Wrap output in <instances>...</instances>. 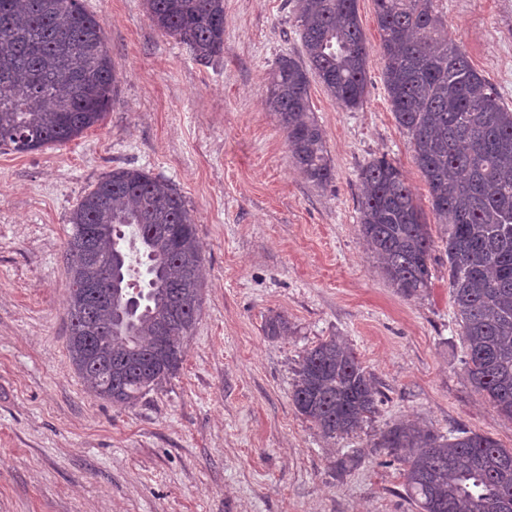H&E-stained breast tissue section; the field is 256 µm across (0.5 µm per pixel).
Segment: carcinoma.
Segmentation results:
<instances>
[{"instance_id": "obj_1", "label": "carcinoma", "mask_w": 512, "mask_h": 512, "mask_svg": "<svg viewBox=\"0 0 512 512\" xmlns=\"http://www.w3.org/2000/svg\"><path fill=\"white\" fill-rule=\"evenodd\" d=\"M358 0H296L306 60L279 59L267 103L296 167L322 186L333 179L324 131L311 112L315 77L345 109L362 105L367 45ZM384 84L410 136L436 223L445 225L452 297L472 387L512 419V110L448 38L435 0H374ZM152 23L210 64L224 52V0H145ZM116 83L102 23L81 0H0V147L30 153L65 144L100 123ZM360 233L405 297L431 286L433 240L400 169L384 157L361 167ZM69 351L97 395L133 403L179 370L184 337L201 310L202 247L191 209L168 184L116 167L74 208ZM94 259L82 256L83 231ZM122 273L148 269L129 303L112 292ZM98 284L96 294L77 285ZM269 337L288 332L266 319ZM353 349L331 336L299 356L292 401L327 438L349 434L381 401ZM377 446L400 465L416 512H512V448L473 431L449 435L399 424Z\"/></svg>"}]
</instances>
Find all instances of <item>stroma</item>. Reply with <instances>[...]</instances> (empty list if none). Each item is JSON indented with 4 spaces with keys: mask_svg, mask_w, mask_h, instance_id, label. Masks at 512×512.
<instances>
[{
    "mask_svg": "<svg viewBox=\"0 0 512 512\" xmlns=\"http://www.w3.org/2000/svg\"><path fill=\"white\" fill-rule=\"evenodd\" d=\"M449 38L512 107V0H436ZM118 74L97 125L28 154L0 148V512H413L383 431H475L512 448V420L469 384L443 225L383 83L373 0L359 109L318 80L311 108L334 178L295 167L265 100L277 58L303 59L292 0H224L209 65L161 33L144 0H84ZM386 158L431 224L428 292L406 298L359 232V170ZM177 189L203 246L200 318L178 373L122 405L89 393L68 348L69 217L113 168ZM285 317L288 335L263 326ZM345 337L384 394L362 429L322 436L291 400L299 355ZM357 463L337 471L347 449Z\"/></svg>",
    "mask_w": 512,
    "mask_h": 512,
    "instance_id": "obj_1",
    "label": "stroma"
}]
</instances>
